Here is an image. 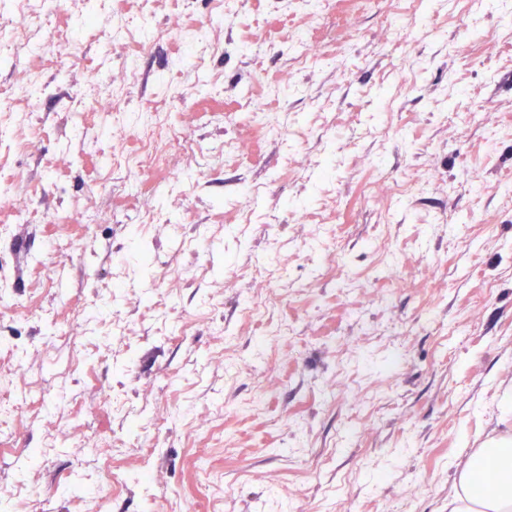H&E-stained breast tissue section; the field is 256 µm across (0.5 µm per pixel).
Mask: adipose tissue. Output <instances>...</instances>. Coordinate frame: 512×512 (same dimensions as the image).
I'll list each match as a JSON object with an SVG mask.
<instances>
[{"label":"adipose tissue","mask_w":512,"mask_h":512,"mask_svg":"<svg viewBox=\"0 0 512 512\" xmlns=\"http://www.w3.org/2000/svg\"><path fill=\"white\" fill-rule=\"evenodd\" d=\"M448 512H512V438H489L456 474Z\"/></svg>","instance_id":"obj_1"}]
</instances>
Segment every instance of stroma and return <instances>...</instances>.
I'll list each match as a JSON object with an SVG mask.
<instances>
[{"label": "stroma", "mask_w": 512, "mask_h": 512, "mask_svg": "<svg viewBox=\"0 0 512 512\" xmlns=\"http://www.w3.org/2000/svg\"><path fill=\"white\" fill-rule=\"evenodd\" d=\"M209 10L67 0L55 15L38 9L34 33L77 30L78 60L0 68V90L33 68L45 89L36 111L15 103L0 136V183H22L34 215L9 241L7 286L40 299L24 320L0 311V339L23 362L11 399L26 407L0 422L5 510L94 512L118 466L111 512H448L469 455L512 436V0H329L319 16L298 0H240L192 87L164 33ZM94 12L114 26L83 31ZM277 23L308 29L334 57L303 66L285 42L239 50L247 29ZM148 31L130 78L115 55ZM161 74L184 88L173 117L211 164L150 204L155 223L133 224L118 216L132 201L91 192L103 144L74 131L97 124L114 84L141 110ZM247 86L286 133L240 132L238 161L217 163L224 124L200 112ZM35 127L19 164L7 134ZM378 170L387 181L357 206ZM253 185L251 223L226 227L225 209ZM77 203L98 229L58 241L47 285L28 255L55 233L46 216ZM329 211L335 223H320ZM328 247L342 264L313 277ZM165 266L180 276L155 306ZM267 292L281 304L248 315L244 299Z\"/></svg>", "instance_id": "1"}]
</instances>
